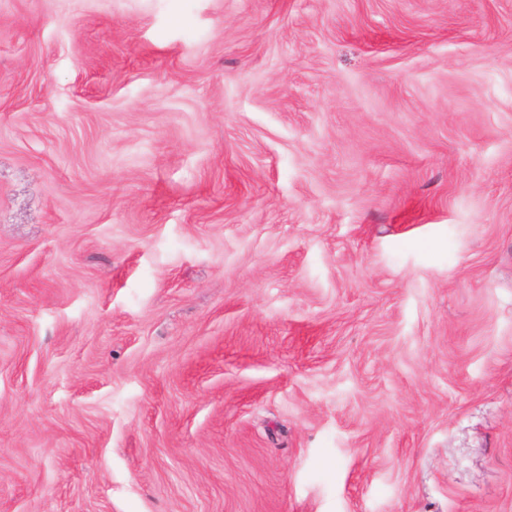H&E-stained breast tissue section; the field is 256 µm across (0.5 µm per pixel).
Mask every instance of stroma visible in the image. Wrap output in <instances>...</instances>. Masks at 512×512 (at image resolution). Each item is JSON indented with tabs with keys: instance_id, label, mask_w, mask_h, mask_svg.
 Here are the masks:
<instances>
[{
	"instance_id": "obj_1",
	"label": "stroma",
	"mask_w": 512,
	"mask_h": 512,
	"mask_svg": "<svg viewBox=\"0 0 512 512\" xmlns=\"http://www.w3.org/2000/svg\"><path fill=\"white\" fill-rule=\"evenodd\" d=\"M0 512H512V0H0Z\"/></svg>"
}]
</instances>
